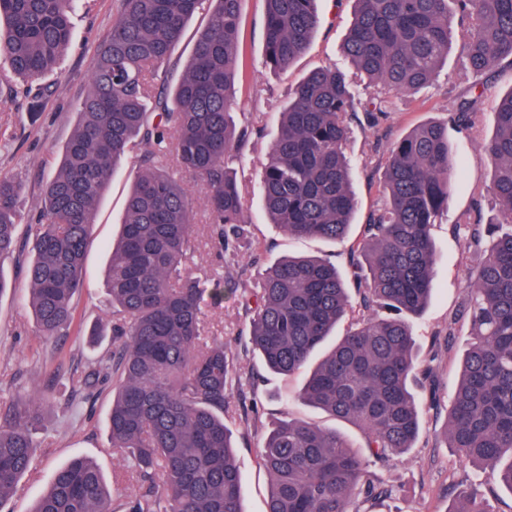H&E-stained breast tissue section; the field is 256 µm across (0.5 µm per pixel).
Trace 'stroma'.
<instances>
[{
  "label": "stroma",
  "mask_w": 512,
  "mask_h": 512,
  "mask_svg": "<svg viewBox=\"0 0 512 512\" xmlns=\"http://www.w3.org/2000/svg\"><path fill=\"white\" fill-rule=\"evenodd\" d=\"M117 9V0H80L73 13L70 48L55 71L40 80L49 89L41 106H33L30 84L18 80L8 58L0 57V176L13 177L21 184L17 220L22 236H29L31 224L38 220L45 185L77 124L80 103L90 86L91 48L107 36ZM317 10L322 22L306 52L291 68L274 72L264 65L263 0L242 3L232 116L237 123L253 128L245 149L247 160L236 168L251 221L248 235L233 247L221 248L211 236L200 186L190 180L185 183L197 212L190 269L205 288L211 280L228 275L236 282L235 287L225 288L222 299L204 298L202 338L222 339L236 367L229 381L227 423L234 432L236 461L243 477V512L267 510L270 479L259 451L268 431L283 415L325 428L339 427L353 444L362 442L358 428L336 424L328 414L298 400L301 375L272 373L252 354L249 327L253 313L246 305L243 286L258 289L264 270L290 255H315L346 269L350 246L361 240L368 213L382 202L380 178L396 141L421 123L447 119L466 89L459 74L462 42L457 37L434 85L407 93L381 86L369 88V96L383 101L385 116L377 130L358 119L350 124L346 151L356 166L353 189L359 210L347 239L335 243L288 236L271 223L263 207L260 190L265 153L278 131L277 114L287 106L296 84L319 66L332 62L345 65L342 45L354 16L355 0H318ZM511 91L512 65H496L487 76L476 125L468 130L448 129L459 167L448 208L432 226L436 247L433 297L424 316L414 324L416 352L433 370L441 408L436 411L422 405V431L415 448L388 463L370 464V473L392 490L391 497L373 512H449L461 486L485 497L494 512H512V493L498 488L488 472L446 448L443 439L459 362L469 339L464 313L469 298L465 272L481 255L480 247L458 234L455 226L465 214L472 222L484 225L499 218L490 190L491 172L481 158L480 146L494 132L495 100ZM138 169L137 155L122 161L97 203L85 255L84 285L75 297L78 325L67 335L49 341L36 338L27 306L26 259H0V273L9 282L7 291L0 295V415L6 402L12 400L41 404L35 456L7 504L9 512H29L55 470L75 455L96 461L108 482L114 483L115 499L135 488L134 483L121 480L123 462L109 441L112 394L106 390L86 398L82 381L112 352L111 336L93 343L87 332L93 324L112 318L105 278L109 247L119 235L125 200Z\"/></svg>",
  "instance_id": "1"
}]
</instances>
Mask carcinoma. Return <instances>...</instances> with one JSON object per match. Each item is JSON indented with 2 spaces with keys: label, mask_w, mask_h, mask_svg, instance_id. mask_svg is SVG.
<instances>
[{
  "label": "carcinoma",
  "mask_w": 512,
  "mask_h": 512,
  "mask_svg": "<svg viewBox=\"0 0 512 512\" xmlns=\"http://www.w3.org/2000/svg\"><path fill=\"white\" fill-rule=\"evenodd\" d=\"M74 0H0V55L24 81L57 67L72 38ZM242 0H120L105 41L93 54L91 90L46 183L29 267V305L38 337L49 340L75 320L73 298L84 277L94 207L117 166L140 151L107 271L112 357L83 381L90 397L112 386V448L126 478L147 485L121 512H242V477L224 420L233 363L224 341L202 342L204 289L187 269L195 226L179 172L198 180L220 243L246 235L249 218L232 165L243 161L248 127L231 117L238 69ZM344 43L354 66L312 70L280 113L263 163L262 195L273 223L288 235L347 237L357 210L345 152L357 112L375 127L382 102L358 106L357 87L381 84L416 92L434 84L454 29L472 78L450 121L475 124L483 78L512 61V0H356ZM265 66L280 71L307 49L319 25L316 0H264ZM207 20L181 73L161 70L188 22ZM170 86L156 91L157 84ZM495 130L482 146L500 220L457 230L486 254L470 276L472 341L461 360L444 431L446 445L512 492V91L495 101ZM456 159L448 124L427 121L396 144L383 172V205L371 211L364 238L349 251L354 282L313 257L270 267L256 294L250 343L276 373L300 372L336 326L346 334L308 373L304 403L357 426L366 451L386 462L415 447L419 403L412 386L431 374L415 354L413 320L432 292L431 228L448 207ZM20 186L0 177V260L20 241ZM356 296H351L350 290ZM34 404L0 422V506L33 458ZM271 490L267 512H370L390 497L365 469L363 454L334 429L285 416L260 450ZM448 512H494L460 494ZM111 489L90 458L72 457L54 474L31 512H109Z\"/></svg>",
  "instance_id": "carcinoma-1"
}]
</instances>
